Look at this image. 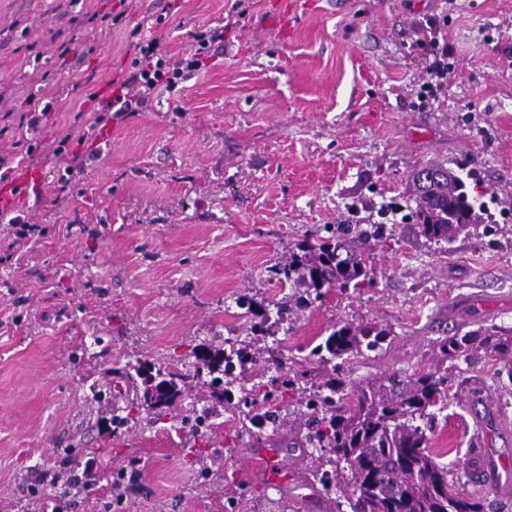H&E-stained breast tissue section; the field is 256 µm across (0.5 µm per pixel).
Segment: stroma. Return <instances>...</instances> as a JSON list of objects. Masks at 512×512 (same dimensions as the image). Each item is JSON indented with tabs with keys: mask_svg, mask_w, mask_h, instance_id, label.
Returning a JSON list of instances; mask_svg holds the SVG:
<instances>
[{
	"mask_svg": "<svg viewBox=\"0 0 512 512\" xmlns=\"http://www.w3.org/2000/svg\"><path fill=\"white\" fill-rule=\"evenodd\" d=\"M285 0H0V156L11 180L44 170L19 207L35 234L0 223V512H315L284 489L254 483L240 454L297 447L305 397L287 425L259 435L223 414L201 480L180 438L159 423L114 430L117 397L90 402L85 379L112 384L127 363L165 360L198 344L251 343L263 361H295L337 324L372 323L390 347L353 359L354 381L436 367L434 343L479 327L512 329V0H293L295 30L273 17ZM454 67L435 100L416 92L428 57L417 40L433 16ZM224 37L200 46L201 33ZM174 62L202 50L176 89L159 87L122 117L104 109L138 46ZM45 109L37 132L21 115ZM464 168L497 235L471 227L452 242L421 236L406 214L413 174ZM326 224L382 225L366 248L374 287L331 290L287 331L255 336L252 300L274 311L267 267ZM102 344H95V337ZM87 344L86 357L71 354ZM491 360L458 361L464 384L432 440L461 491L486 512L512 494L472 477L479 416L504 419L495 445L512 453V386ZM80 449L86 489L62 495L50 475ZM138 460L113 495L111 475Z\"/></svg>",
	"mask_w": 512,
	"mask_h": 512,
	"instance_id": "obj_1",
	"label": "stroma"
}]
</instances>
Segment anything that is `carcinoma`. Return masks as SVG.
<instances>
[{
  "instance_id": "cac0c4a2",
  "label": "carcinoma",
  "mask_w": 512,
  "mask_h": 512,
  "mask_svg": "<svg viewBox=\"0 0 512 512\" xmlns=\"http://www.w3.org/2000/svg\"><path fill=\"white\" fill-rule=\"evenodd\" d=\"M414 181L408 218L429 240L451 242L488 213L475 208L465 181L451 168L429 165L416 172ZM324 232L268 268L269 282L289 293L276 303V318L262 314L261 322L251 327L253 334L275 333L285 316L323 300L330 288L345 291L375 284L370 256L360 250L368 232L351 224L339 229L328 225ZM388 336L375 325H338L309 350L301 365L273 361L278 376L271 387L254 385L238 394L231 384L257 362L252 346L213 349L199 344L188 354L192 361L176 359L186 371H168V360L137 359L127 364L124 383L100 389L92 401L131 391L137 412L126 407L125 415H113V431L178 417L190 436L203 440L213 430L209 418L221 410L243 414L249 422L262 418L278 423L286 395L296 393L300 380L312 375L320 381L312 382V392L301 403L304 443L327 453L317 458L314 473L326 493L340 492L337 507L346 503L351 512H484V503L465 495L450 478L448 466L430 448L429 435L438 427V413L457 398L448 376L456 361L493 357L501 364L498 376L512 383V330L480 328L450 336L438 343L441 363L449 366L355 386L347 379V363L365 350L383 348ZM194 383L207 388L210 404L175 414L176 401Z\"/></svg>"
}]
</instances>
